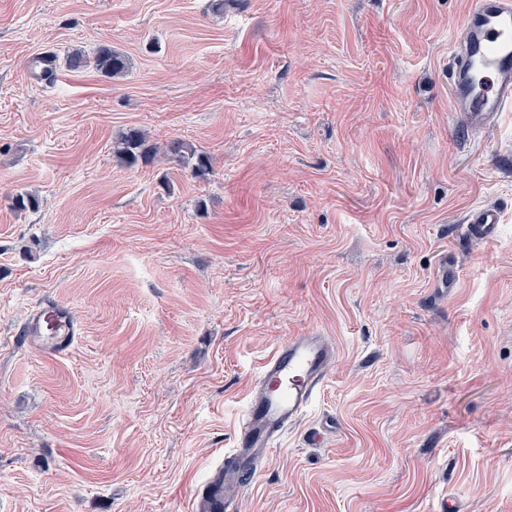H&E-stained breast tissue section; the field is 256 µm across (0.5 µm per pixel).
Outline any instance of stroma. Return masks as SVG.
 <instances>
[{"label": "stroma", "mask_w": 512, "mask_h": 512, "mask_svg": "<svg viewBox=\"0 0 512 512\" xmlns=\"http://www.w3.org/2000/svg\"><path fill=\"white\" fill-rule=\"evenodd\" d=\"M471 2L0 0V512H194L305 330L336 364L238 512H512V117L449 107ZM102 44L124 76L66 67ZM129 127L210 175L125 166ZM53 299L57 356L19 334ZM188 150V151H187ZM165 152L169 157L176 159L177 161H185L187 158V162L190 159L196 157V163L193 167L195 175L198 177H204L208 174L210 170V159L209 157L203 153L198 152L196 150L188 149V147L180 140H172L170 141L166 148ZM187 154L188 156L186 157ZM500 224V213L494 207H478L469 212L466 219V234L478 241H491ZM26 339H41L46 351L56 355L68 350L78 335V322L72 312L51 300L43 301L23 327Z\"/></svg>", "instance_id": "stroma-1"}]
</instances>
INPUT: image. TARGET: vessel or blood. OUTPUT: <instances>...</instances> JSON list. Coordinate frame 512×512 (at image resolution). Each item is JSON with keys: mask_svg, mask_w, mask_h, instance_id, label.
<instances>
[{"mask_svg": "<svg viewBox=\"0 0 512 512\" xmlns=\"http://www.w3.org/2000/svg\"><path fill=\"white\" fill-rule=\"evenodd\" d=\"M448 88L453 111L464 113L471 129L488 128L512 112V0H472L455 40ZM499 222L498 210L479 207L469 212L465 232L487 242ZM23 333L43 340L55 355L74 343L78 322L69 309L46 300ZM335 361L329 339L314 331L290 337L262 360L235 444L201 490L200 512H236L262 461L303 419Z\"/></svg>", "mask_w": 512, "mask_h": 512, "instance_id": "b4317fda", "label": "vessel or blood"}]
</instances>
